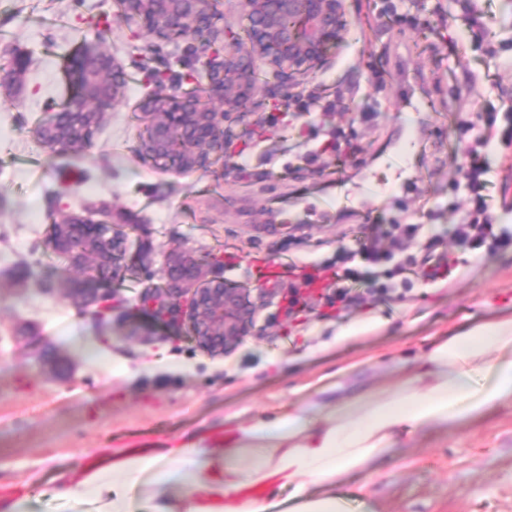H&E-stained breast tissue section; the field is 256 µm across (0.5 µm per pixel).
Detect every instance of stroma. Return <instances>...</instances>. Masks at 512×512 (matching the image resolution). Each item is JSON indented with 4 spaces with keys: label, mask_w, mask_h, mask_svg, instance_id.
<instances>
[{
    "label": "stroma",
    "mask_w": 512,
    "mask_h": 512,
    "mask_svg": "<svg viewBox=\"0 0 512 512\" xmlns=\"http://www.w3.org/2000/svg\"><path fill=\"white\" fill-rule=\"evenodd\" d=\"M394 2L346 0L344 41L325 68L296 84L349 103L312 120L355 129L360 149L348 201L321 214L320 202L336 193L331 169L284 170L301 151L298 128L265 142L279 159L274 170L256 152L239 176L218 166L179 174L137 156L146 70L159 68L173 81L188 73L201 79L203 58L157 39L133 41L115 0H0V69L10 67L12 54L27 60L16 83L0 87V486L26 484L30 512H85L57 497L58 477L95 456L162 448L186 433L209 443L223 437L226 424L302 408L324 392L342 398L362 384L389 386L397 360L485 317L512 315V248L477 255L448 236L458 219L448 209V184L460 176L455 155L464 144L441 119L481 112L474 82L491 87L493 103L512 105V69H496L485 53L491 45L512 59V0H480L493 38L459 56L452 49L457 0H437L442 15L429 16L418 31L387 19ZM86 44L121 62L125 93L89 144L52 151L33 129L69 98L67 59ZM378 71L386 110L373 126L360 122L357 106ZM412 103L425 107L424 121L408 164L393 170L400 115ZM271 109L259 86L249 111L220 118L225 138L241 148ZM505 155L490 193L496 222L512 231V147ZM102 206L126 231L136 270L110 281L115 307L97 320L72 292L82 269L50 257L45 242L51 221ZM401 218L429 225L461 276L417 281L407 299L371 300L337 319L315 316L305 332H294L280 296L269 293L265 263L321 260L344 232L374 234ZM179 251L223 257L225 280L259 295L250 334L228 353H205L154 324L140 305L145 289L159 284L166 255ZM77 334L98 337L107 359L72 354ZM171 357L179 369H168ZM342 491L376 512H512V407L445 435L407 439L380 476L349 478Z\"/></svg>",
    "instance_id": "1"
}]
</instances>
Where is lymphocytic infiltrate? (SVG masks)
<instances>
[{
	"instance_id": "lymphocytic-infiltrate-1",
	"label": "lymphocytic infiltrate",
	"mask_w": 512,
	"mask_h": 512,
	"mask_svg": "<svg viewBox=\"0 0 512 512\" xmlns=\"http://www.w3.org/2000/svg\"><path fill=\"white\" fill-rule=\"evenodd\" d=\"M341 98L319 92H297L288 100V109L259 118L251 136L263 143L267 133L287 131L291 119L317 112L345 110ZM498 110L486 104L476 122L468 123L472 136L464 150L460 183L464 193L454 202L453 210L461 211L451 236L456 246L473 252L493 253L512 247V233L498 228L492 216L489 188L496 171L492 147L497 142L512 141V113H507L506 125H498ZM352 135L341 128H327L313 123L299 156L308 166H320L326 153H334L337 168L354 166ZM436 236L427 235L424 225L414 222L391 224L380 234L357 233L352 245L338 246L333 257L320 262H295L296 273L284 297V314L296 324H305L315 306H322L336 315L365 298L409 292L417 275L427 264H434L437 278L450 277L456 263L447 254L435 253ZM419 253H411V246Z\"/></svg>"
}]
</instances>
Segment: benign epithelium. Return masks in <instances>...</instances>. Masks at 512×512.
Returning a JSON list of instances; mask_svg holds the SVG:
<instances>
[{"mask_svg": "<svg viewBox=\"0 0 512 512\" xmlns=\"http://www.w3.org/2000/svg\"><path fill=\"white\" fill-rule=\"evenodd\" d=\"M149 8L133 16H121L134 35L162 38L172 44L193 25L199 39L197 52L210 53L205 61V97L224 104V111L237 110L250 99L257 80L254 62L263 61L267 84L278 90L274 101L283 103L290 94L289 81L322 69L332 49L343 38L347 26L345 0H241L246 18L254 25L247 47L238 48L239 36L230 28L218 30L210 14L202 12L200 0H148ZM112 75V84L125 81L116 58L100 50L81 53L80 62L69 68L71 85L94 89L92 111L100 116L112 110L111 95L103 77ZM149 91L140 102L148 121L149 150L144 158L162 160L170 141L176 137L197 143L202 154L189 170H208L224 159V130L214 114L196 111L195 99L167 82L164 73L147 74ZM78 102H69L65 111L53 112L35 130L36 138L51 149H67L91 141L96 125L85 120L90 111ZM112 224L103 210L98 218L70 215L59 230L48 236L47 245L55 253L65 251L70 239L79 237L93 245L106 235ZM135 265L126 260L123 238H112V250L87 274L92 281L106 274L119 278ZM222 265L215 257L195 254L170 255L161 271L163 287L153 288L143 299L152 316L162 325L177 327L200 349L222 354L247 335L253 325L256 303L247 288L224 281L213 273Z\"/></svg>", "mask_w": 512, "mask_h": 512, "instance_id": "1", "label": "benign epithelium"}]
</instances>
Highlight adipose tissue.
Instances as JSON below:
<instances>
[{"instance_id": "1", "label": "adipose tissue", "mask_w": 512, "mask_h": 512, "mask_svg": "<svg viewBox=\"0 0 512 512\" xmlns=\"http://www.w3.org/2000/svg\"><path fill=\"white\" fill-rule=\"evenodd\" d=\"M387 388H358L292 413L260 414L224 443L196 435L181 444L129 450L90 465L61 498L89 512H266L289 490L291 512H352L336 488L348 476L376 474L404 439L482 421L512 406V317L492 316L434 341L401 362Z\"/></svg>"}]
</instances>
